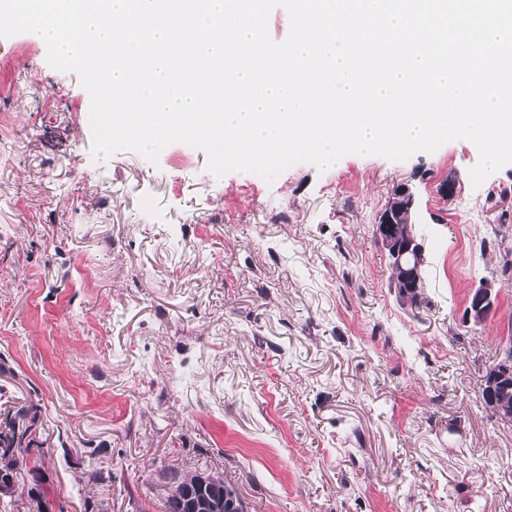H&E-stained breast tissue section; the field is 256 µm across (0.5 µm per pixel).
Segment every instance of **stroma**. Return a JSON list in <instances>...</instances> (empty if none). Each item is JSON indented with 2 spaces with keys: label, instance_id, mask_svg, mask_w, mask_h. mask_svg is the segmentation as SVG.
Here are the masks:
<instances>
[{
  "label": "stroma",
  "instance_id": "35a3bbf8",
  "mask_svg": "<svg viewBox=\"0 0 512 512\" xmlns=\"http://www.w3.org/2000/svg\"><path fill=\"white\" fill-rule=\"evenodd\" d=\"M46 56L0 38V409L36 405L45 458L0 512L46 489L65 512H164L172 469L223 475L247 512H512V421L481 397L512 282L463 322L499 275L483 238L512 245V164L473 184L464 139L271 182L178 142L98 160L88 91ZM400 184L414 304L375 233ZM501 288L496 281L484 280L471 290L463 313V322L474 327L482 326L495 311Z\"/></svg>",
  "mask_w": 512,
  "mask_h": 512
}]
</instances>
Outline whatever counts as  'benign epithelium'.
Segmentation results:
<instances>
[{
	"instance_id": "obj_1",
	"label": "benign epithelium",
	"mask_w": 512,
	"mask_h": 512,
	"mask_svg": "<svg viewBox=\"0 0 512 512\" xmlns=\"http://www.w3.org/2000/svg\"><path fill=\"white\" fill-rule=\"evenodd\" d=\"M415 197L406 185L396 187L376 222V235L387 251L392 266L400 276L405 295L423 287V247L409 231ZM501 288L492 280H484L469 293L463 322L474 327L483 325L495 311ZM487 383L482 397L487 410L501 420H512V409L507 408L502 395L512 388V343L501 348L493 366L487 369Z\"/></svg>"
}]
</instances>
